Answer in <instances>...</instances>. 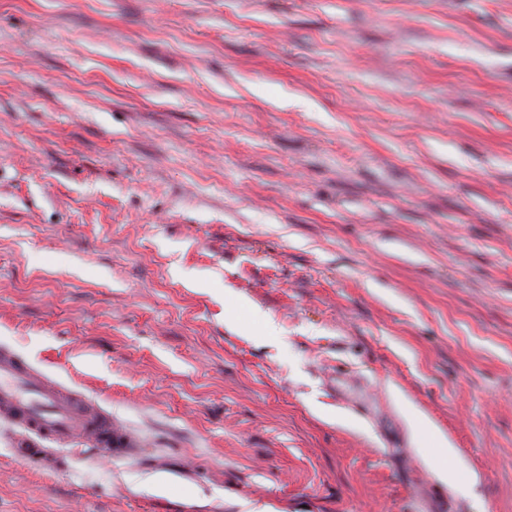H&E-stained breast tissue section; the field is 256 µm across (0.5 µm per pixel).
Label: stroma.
Wrapping results in <instances>:
<instances>
[{
    "instance_id": "1",
    "label": "stroma",
    "mask_w": 512,
    "mask_h": 512,
    "mask_svg": "<svg viewBox=\"0 0 512 512\" xmlns=\"http://www.w3.org/2000/svg\"><path fill=\"white\" fill-rule=\"evenodd\" d=\"M1 345L0 512H512V0H0ZM0 420L18 424L32 446L83 442L118 458L133 445L99 402L47 378L7 347L0 349Z\"/></svg>"
}]
</instances>
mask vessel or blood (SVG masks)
Listing matches in <instances>:
<instances>
[{"label":"vessel or blood","instance_id":"obj_1","mask_svg":"<svg viewBox=\"0 0 512 512\" xmlns=\"http://www.w3.org/2000/svg\"><path fill=\"white\" fill-rule=\"evenodd\" d=\"M0 420L18 424L32 445L83 442L118 458L132 446L99 402L84 397L0 349Z\"/></svg>","mask_w":512,"mask_h":512}]
</instances>
